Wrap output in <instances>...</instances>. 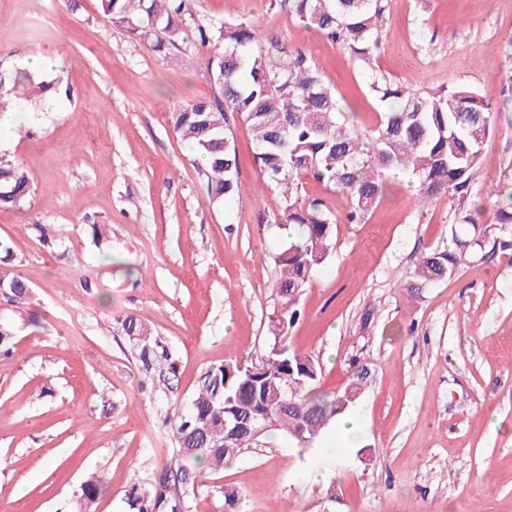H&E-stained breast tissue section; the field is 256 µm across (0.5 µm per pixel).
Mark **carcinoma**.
Segmentation results:
<instances>
[{
  "label": "carcinoma",
  "instance_id": "1",
  "mask_svg": "<svg viewBox=\"0 0 512 512\" xmlns=\"http://www.w3.org/2000/svg\"><path fill=\"white\" fill-rule=\"evenodd\" d=\"M100 5L111 25L164 60L170 47L190 32L196 35L199 46L207 50L206 75L215 94L209 101L177 107L169 120L173 131L204 158L208 197L222 205L242 191L230 129L231 118L237 116L254 134L260 171L278 189L275 223L299 229L298 238L284 244L275 258L272 288L277 304L268 317L270 351L252 373L240 370L238 360H226L201 373L187 409L177 414L173 460L154 479L152 490L133 491L128 497L130 512H189L205 474L224 470L272 430L296 443L295 433L303 428L305 437L314 441L360 396L358 379L349 392L318 393L319 359L283 344L288 329L301 316L304 289L334 247L337 224L323 201L303 197L301 178L310 176L343 195L348 203L346 223L361 224L383 198L387 176L409 170L418 180L419 203L446 195L454 223L474 225L467 202L480 169L481 146L501 110L492 96L470 85L422 91L375 75L369 91L381 112L377 126L364 138L338 121L340 103L323 79L322 68L276 40L261 43L257 22L202 19L191 0H100ZM280 6L372 68L383 26L380 0H280ZM3 86L20 103L61 91L70 95V88H61L58 81L18 71L0 70ZM30 193L28 174L1 153L0 210L24 208ZM487 197L493 203V219L475 240L481 248L512 229L511 164ZM455 245L452 251L423 256L415 275L426 281L445 278L470 242L457 239ZM0 294L24 305L30 287L0 269ZM122 330L135 341L137 361L145 373L172 390L176 367L170 349L137 316L126 317ZM13 338L11 323L1 321L0 354L12 353ZM287 384L294 388L292 405L283 408L276 396ZM236 417L242 430L234 437L224 431V422ZM98 491L96 477L85 480L72 512H90Z\"/></svg>",
  "mask_w": 512,
  "mask_h": 512
}]
</instances>
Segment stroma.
<instances>
[{
	"instance_id": "35a3bbf8",
	"label": "stroma",
	"mask_w": 512,
	"mask_h": 512,
	"mask_svg": "<svg viewBox=\"0 0 512 512\" xmlns=\"http://www.w3.org/2000/svg\"><path fill=\"white\" fill-rule=\"evenodd\" d=\"M193 3L205 18L260 20L262 39L316 61L362 135L379 112L371 72L423 90L491 91L508 112L482 145L470 196L477 223L491 222L485 195L512 163V0H382L369 71L276 0ZM37 53L51 54L44 77L72 96L29 103L0 133V151L32 182L23 212L0 211L9 269L32 288L21 310L0 296V320L16 328L13 354L0 357V512H66L92 474V512H129L127 491L149 489L170 458L173 415L200 374L268 352L285 233L247 124L233 125L242 192L217 206L204 162L168 121L182 102L213 98L205 49L188 40L160 59L112 26L99 0H0V70ZM388 189L365 223L345 224L346 199L303 180V196L340 221L285 341L318 357L321 391L364 371L350 410L357 447L334 425L306 450L273 434L207 474L191 512H512V246L485 245L447 278L421 280L422 256L454 247L452 209L441 197L415 210L406 173ZM129 315L173 350L176 389L142 372L121 330ZM225 483L241 497L223 509Z\"/></svg>"
}]
</instances>
